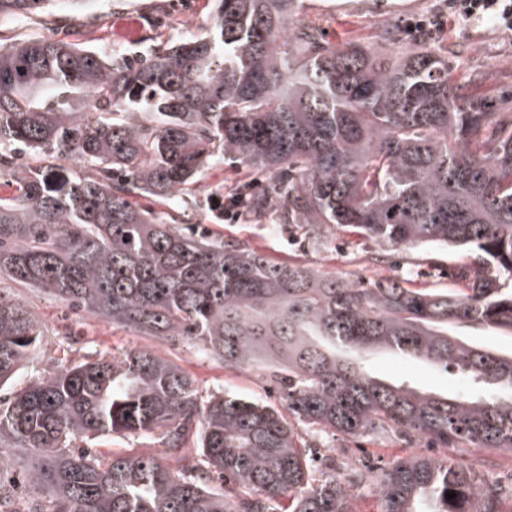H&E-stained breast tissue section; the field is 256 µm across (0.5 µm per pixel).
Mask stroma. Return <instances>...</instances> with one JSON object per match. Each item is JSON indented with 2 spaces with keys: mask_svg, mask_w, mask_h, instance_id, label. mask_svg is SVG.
I'll return each instance as SVG.
<instances>
[{
  "mask_svg": "<svg viewBox=\"0 0 512 512\" xmlns=\"http://www.w3.org/2000/svg\"><path fill=\"white\" fill-rule=\"evenodd\" d=\"M210 12L209 0H87L77 7L56 0L45 13L0 19V43L8 46L51 36L74 40L104 57L118 48L142 58L150 49L200 33L209 23ZM301 19L323 28L333 44L359 42L383 55L414 46L423 32H430L431 47L447 57L453 81L461 83L470 74H482L478 94L491 100L497 111L512 112V35L491 22L457 20L448 0H304ZM420 20L426 21V29H417ZM393 29L401 36L395 45L383 39L384 32ZM215 230L225 239L276 261L305 264L354 280L398 277L406 279L411 288L459 287L455 272L471 261L465 253L431 246L395 250L387 263L378 266L371 261L377 251L374 242L340 226L328 229L324 239L315 241L281 224L274 209L259 220L245 216L226 219ZM22 294L47 330L69 326L79 345L116 355L155 347L193 376L202 393L223 388L274 404L279 401L273 384L256 372L230 369L182 346L161 344L154 338L109 326L42 293L26 288ZM366 367L373 374L421 389L451 392L461 388L455 373L437 372L409 359L378 354L368 358ZM320 442L326 448L350 449L353 459L363 460L375 471L410 453L430 454L453 458L484 471L503 486L512 485V455L487 448H434L426 441L399 434L372 440L325 435Z\"/></svg>",
  "mask_w": 512,
  "mask_h": 512,
  "instance_id": "stroma-1",
  "label": "stroma"
}]
</instances>
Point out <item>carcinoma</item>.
Listing matches in <instances>:
<instances>
[{
	"label": "carcinoma",
	"mask_w": 512,
	"mask_h": 512,
	"mask_svg": "<svg viewBox=\"0 0 512 512\" xmlns=\"http://www.w3.org/2000/svg\"><path fill=\"white\" fill-rule=\"evenodd\" d=\"M212 2L201 34L141 62L50 36L0 45V146L32 159L0 153V277L258 372L281 402L204 396L150 348L49 357L11 389L46 354L45 333L0 288V512H16L21 486L24 512H355L370 482L379 512H502L499 483L446 457L398 458L371 479L299 441L295 424L512 453V351L456 335L512 333V112L472 93L475 76L453 83L426 36L379 56L294 20L300 0ZM48 5L0 0V17ZM217 157L268 175L232 197L243 214L279 200L298 228L471 252L466 287L364 283L213 235L195 219L224 220V196L199 189ZM170 197L164 214L138 203ZM378 352L469 387L385 382L365 367ZM136 433L157 437L172 465L92 449ZM465 341L483 345L501 352H511L512 336L504 331L490 330L477 326H462L458 330Z\"/></svg>",
	"instance_id": "1"
}]
</instances>
